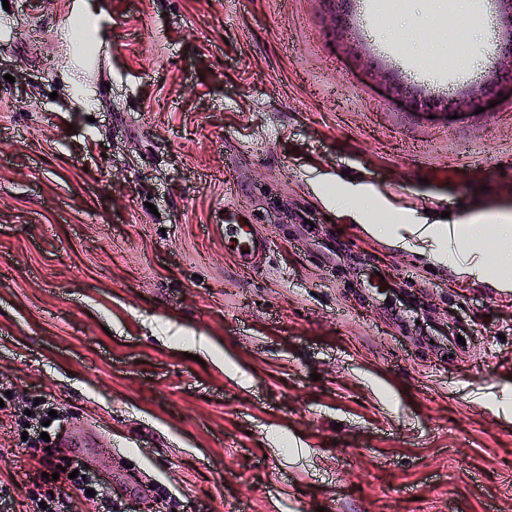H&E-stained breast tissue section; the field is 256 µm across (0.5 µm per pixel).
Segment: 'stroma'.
Returning a JSON list of instances; mask_svg holds the SVG:
<instances>
[{"label":"stroma","mask_w":512,"mask_h":512,"mask_svg":"<svg viewBox=\"0 0 512 512\" xmlns=\"http://www.w3.org/2000/svg\"><path fill=\"white\" fill-rule=\"evenodd\" d=\"M502 35L497 0L0 7V479L27 410L87 424L118 512H512V287L362 228L512 213ZM224 220L221 224H237V226H249L250 230L240 233L237 243L232 249L236 260L243 266H253L262 261L267 251V238L260 234L255 224L252 223L251 215L241 206L224 204ZM245 251V254H242Z\"/></svg>","instance_id":"obj_1"}]
</instances>
